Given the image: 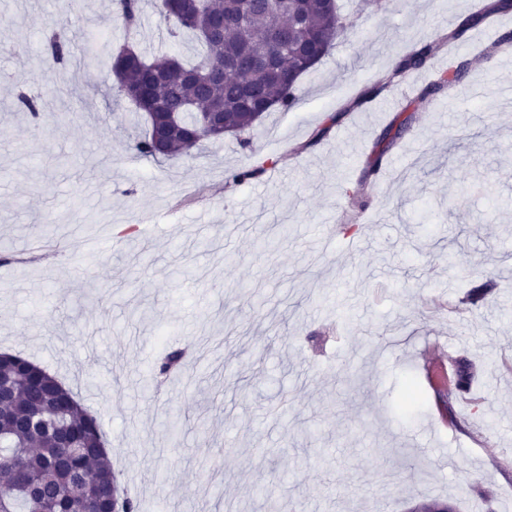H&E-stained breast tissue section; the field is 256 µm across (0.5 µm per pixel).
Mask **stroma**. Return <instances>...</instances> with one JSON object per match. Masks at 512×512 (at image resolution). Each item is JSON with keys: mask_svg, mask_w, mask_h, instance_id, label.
Wrapping results in <instances>:
<instances>
[{"mask_svg": "<svg viewBox=\"0 0 512 512\" xmlns=\"http://www.w3.org/2000/svg\"><path fill=\"white\" fill-rule=\"evenodd\" d=\"M486 0H338L348 28L306 72L288 111L249 145L228 135L176 160L134 154L142 115L107 64L45 62L63 0H0V352L40 363L95 414L139 512H512V13L440 49L363 107L358 89ZM68 31L194 60L145 4L142 25ZM478 97L417 92L456 59ZM44 97L41 121L17 91ZM415 120L364 179L403 110ZM344 119L318 144L326 116ZM262 166L236 183L230 172ZM367 206L358 230L346 194ZM485 300L469 291L485 282ZM188 348L189 377L154 381ZM468 358L472 394L440 421L433 391L406 407L408 376Z\"/></svg>", "mask_w": 512, "mask_h": 512, "instance_id": "35a3bbf8", "label": "stroma"}]
</instances>
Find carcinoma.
Instances as JSON below:
<instances>
[{
  "label": "carcinoma",
  "mask_w": 512,
  "mask_h": 512,
  "mask_svg": "<svg viewBox=\"0 0 512 512\" xmlns=\"http://www.w3.org/2000/svg\"><path fill=\"white\" fill-rule=\"evenodd\" d=\"M298 2L302 25L288 35V57L275 31L276 16L268 10H252L240 16L238 24L224 29L220 44L208 38L216 16L238 11V0H198L195 10L181 14L177 0H153L159 16V30L170 39L191 34L202 47L197 59L186 62L177 55L149 59L124 45L102 51L89 44L79 65L94 67L102 59L110 61L116 94L150 116L151 127L138 138L134 149L145 157H155V126L170 128L168 155H178L207 139H219L205 126L202 113L222 112L229 133L237 134L253 126L252 113L268 112L278 106L292 108L300 99V77L328 54L344 31L336 0H288ZM115 20L126 32L140 24L142 0H115ZM512 12V0H492L458 22L445 37L452 44L499 14ZM255 49L252 64L236 71L225 81L210 75L219 65L241 55L244 44ZM439 44L424 41L400 54L388 78L364 85L355 101L361 106L378 97L396 78L427 68ZM46 53L59 71L68 69L74 57L71 39L54 32L47 39ZM471 63L460 60L442 71L434 82L423 87L420 96H438L463 87ZM344 117L336 112L326 116L314 131L309 144L322 141ZM412 116L393 121L377 140L367 175L378 173L387 154L408 129ZM181 349L167 352L155 374L168 375L180 366ZM455 384L448 398L464 394L472 382L469 360L460 359L454 370ZM0 435L9 438L12 448L0 452V512H138L135 501L114 495L118 481L103 445L105 434L97 417L81 408L72 392L46 368L11 352L0 353Z\"/></svg>",
  "instance_id": "1"
}]
</instances>
